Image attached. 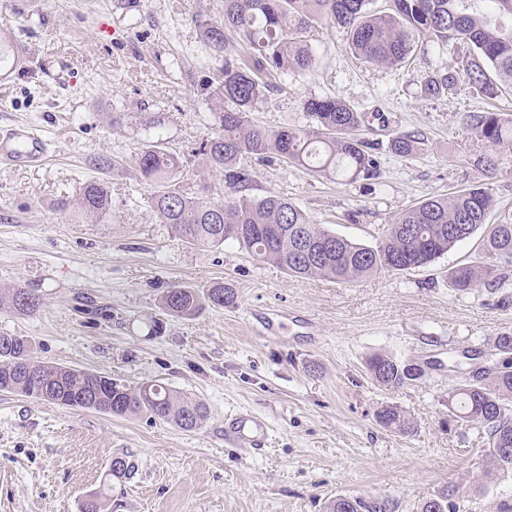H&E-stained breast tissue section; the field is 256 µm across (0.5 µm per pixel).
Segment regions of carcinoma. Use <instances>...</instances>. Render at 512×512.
I'll use <instances>...</instances> for the list:
<instances>
[{
	"label": "carcinoma",
	"instance_id": "obj_1",
	"mask_svg": "<svg viewBox=\"0 0 512 512\" xmlns=\"http://www.w3.org/2000/svg\"><path fill=\"white\" fill-rule=\"evenodd\" d=\"M371 0H224V23L199 20L202 42L219 57L227 36L234 34L249 46L250 55L224 59L211 82L214 132L202 143L209 168L223 176L224 198L219 202L196 192L178 177L180 161L163 146L152 144L138 157L141 177L151 188L150 204L160 222L171 227L181 241L219 247L227 240L257 257L272 262L295 278L326 277L353 283L382 272H403L425 266L457 243L483 230V261L448 270L449 287L467 291L481 285L502 287L512 266V223L488 224L492 197L474 185L436 195L395 215L373 246L349 240L316 224L285 198H250L242 190L250 181L244 161L273 154L288 164L302 166L326 179H372L378 163L374 145L359 136L365 114L345 102L308 96L301 108L308 122L300 127L269 130L257 124L256 106L276 88L272 78L290 72H309L315 57L309 33L328 23L346 30L349 47L370 64L398 66L409 59L417 39L449 45L464 44L459 71L483 96L493 99L512 92V0H390L383 11L368 8ZM457 76L435 75L425 85L432 96L453 90ZM463 128L478 135L490 148L483 157L485 175L497 177L504 157L512 153V118L496 112H469ZM415 133L391 140L392 150L412 156L421 150ZM75 205L84 214L106 218L112 213L107 182L96 179L79 188L74 201L61 199L58 209ZM333 240L335 248L318 259L297 257L300 244L316 247ZM234 289L221 282L204 290L172 285L164 291L163 312L191 318L207 307L235 303ZM42 305L41 297L20 286L0 292V309L29 316ZM496 349L506 355L502 367L478 385L460 382L448 392V411L462 426L479 425L487 435L486 456L491 466L512 471V334L496 338ZM371 379L386 390L420 379L419 369L386 354L367 361ZM0 392L45 401L63 408L95 410L117 417L144 413L155 420L193 430L206 418V407L196 399L157 381L131 386L109 375L36 360L27 337L0 334ZM377 422L401 435L415 431L412 419L399 407L386 404ZM134 464L123 456L120 466H109L102 488L87 496L81 512H107L108 493L114 483L129 478ZM466 490L453 485L424 502L420 512H460ZM329 512H366L370 506L353 497H338Z\"/></svg>",
	"mask_w": 512,
	"mask_h": 512
}]
</instances>
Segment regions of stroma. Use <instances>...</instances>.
<instances>
[{
	"instance_id": "obj_1",
	"label": "stroma",
	"mask_w": 512,
	"mask_h": 512,
	"mask_svg": "<svg viewBox=\"0 0 512 512\" xmlns=\"http://www.w3.org/2000/svg\"><path fill=\"white\" fill-rule=\"evenodd\" d=\"M201 20L223 23L224 0H0V43L27 52L0 84V129L29 124L52 151L30 168L0 164V290L20 285L42 299L30 316L0 311V333L28 337L35 359L132 386L156 380L207 408L188 431L0 392V512H80L122 453L136 471L109 512H327L340 495L382 512H420L451 484L467 490L461 512H512V474L488 472L482 428L458 426L448 411V390L461 379L449 356L466 350L484 365L497 336L512 333V287L448 286L450 268L478 260L481 235L428 266L342 283L290 277L231 240L184 243L160 222L136 164L152 142L179 156L193 190L211 185L214 200L223 198L221 176L199 152L213 132L208 86L220 65L200 39ZM310 45L314 69L281 76L285 92L269 93L254 120L300 126L301 98L346 102L371 118L379 176L334 183L252 157L248 196L287 198L368 245L400 209L482 183L493 198L489 223L512 217V160L487 179L478 163L486 147L461 125L473 111L512 116V93L489 101L461 81L451 95H425L430 76L458 69L455 46L425 37L398 66L358 60L333 25L313 30ZM416 130L417 156L391 151L392 137ZM112 155L122 167L96 166ZM91 179L110 187L109 218L58 210ZM216 282L235 290V304L188 319L160 308L169 285ZM154 319L163 322L156 336ZM263 319L275 336L258 335ZM376 353L417 362L425 375L380 388L366 369ZM385 404L408 414L413 435L377 423ZM243 407L269 422L262 454L224 437L225 416Z\"/></svg>"
}]
</instances>
